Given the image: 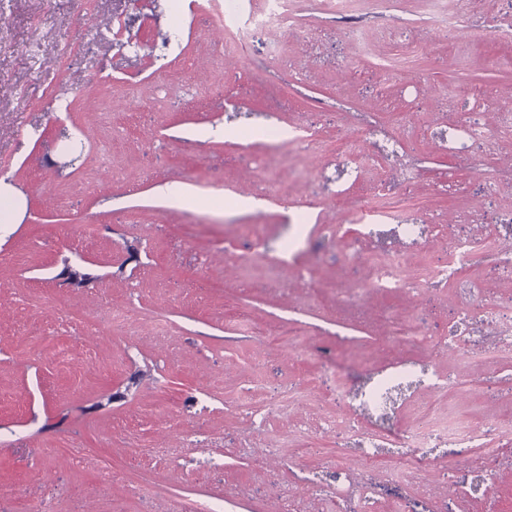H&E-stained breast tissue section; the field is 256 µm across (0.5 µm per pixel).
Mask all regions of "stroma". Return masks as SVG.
<instances>
[{
	"mask_svg": "<svg viewBox=\"0 0 512 512\" xmlns=\"http://www.w3.org/2000/svg\"><path fill=\"white\" fill-rule=\"evenodd\" d=\"M262 3L8 0L0 178L26 208L0 236V512H344L358 488L367 512H512V357L474 317L498 304L512 325V0H473L452 29L454 0H351L342 19L291 0L294 27L240 44L225 16ZM477 126L497 134L476 148ZM389 252L405 285L373 289ZM68 265L90 281L65 284ZM391 319L420 336L392 343ZM397 368L416 376L388 417L359 406ZM427 410L484 429L482 464L444 444L417 467L390 441L353 465L351 425Z\"/></svg>",
	"mask_w": 512,
	"mask_h": 512,
	"instance_id": "1",
	"label": "stroma"
}]
</instances>
